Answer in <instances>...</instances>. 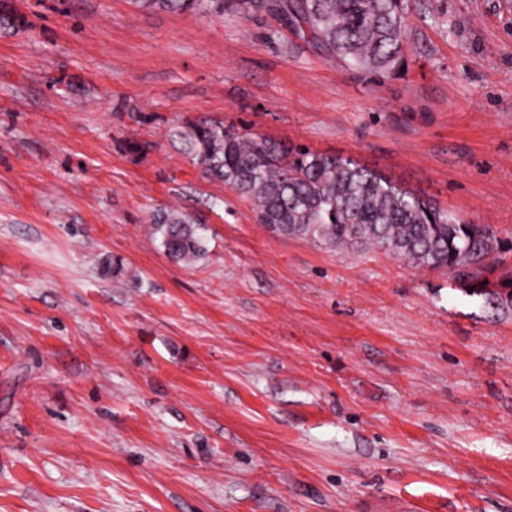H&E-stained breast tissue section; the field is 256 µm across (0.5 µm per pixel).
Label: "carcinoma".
Returning <instances> with one entry per match:
<instances>
[{"mask_svg":"<svg viewBox=\"0 0 512 512\" xmlns=\"http://www.w3.org/2000/svg\"><path fill=\"white\" fill-rule=\"evenodd\" d=\"M145 7L203 14L224 0H137ZM244 13L266 10L294 24L331 58L373 74L403 61L408 0H237ZM201 171L247 198L257 223L280 236L327 247L379 248L417 268L444 270L472 295L512 310V278L498 279L491 255L501 241L490 224H470L452 210L394 185L336 155L314 153L238 132L215 120H187L170 130ZM163 253L184 264L205 254L203 227L175 210L153 215Z\"/></svg>","mask_w":512,"mask_h":512,"instance_id":"cac0c4a2","label":"carcinoma"}]
</instances>
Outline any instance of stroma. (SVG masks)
I'll return each instance as SVG.
<instances>
[{
    "label": "stroma",
    "mask_w": 512,
    "mask_h": 512,
    "mask_svg": "<svg viewBox=\"0 0 512 512\" xmlns=\"http://www.w3.org/2000/svg\"><path fill=\"white\" fill-rule=\"evenodd\" d=\"M7 2L0 512H512V311L271 233L169 137L349 158L494 225L512 273V0H410L383 75L264 11ZM171 208L194 264L151 235ZM151 230L152 236L160 237L163 253L179 263H194L205 254L203 227L178 210L154 214Z\"/></svg>",
    "instance_id": "stroma-1"
}]
</instances>
